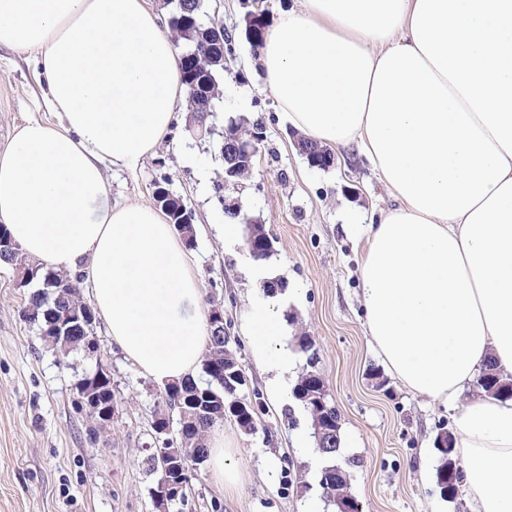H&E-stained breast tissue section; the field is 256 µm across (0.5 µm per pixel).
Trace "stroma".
<instances>
[{"label":"stroma","instance_id":"stroma-1","mask_svg":"<svg viewBox=\"0 0 512 512\" xmlns=\"http://www.w3.org/2000/svg\"><path fill=\"white\" fill-rule=\"evenodd\" d=\"M301 0H204L203 23L223 25L231 37L211 134H189L193 115L174 114L167 143L137 168L106 167L113 201L153 204L155 184L182 197L194 213L195 245L188 253L206 308L224 310V328L248 383L241 397L264 411L255 432L234 420L218 424L224 458L240 476L230 493L201 465L186 512H334L321 500V466L311 420L292 399L276 401L267 366L257 363L249 316L266 301L255 268L286 282L277 298L282 344L306 334L318 352L316 370L340 412L346 455L360 458L351 491L363 512H470L443 501L436 485V438L454 431V406L408 388L386 363L366 329L359 288L361 236L392 198L356 145L334 147L335 163L310 167L296 151L293 128L280 112L246 37L256 10L276 19ZM54 121L32 63L0 49V149L29 118ZM261 122L266 138L251 174L217 194L220 147L229 118ZM264 226L274 252L254 261L244 240L227 241L223 201ZM27 296L14 267L0 263V512H156L150 495L158 475L148 458L160 447L152 428L161 384L144 375L96 325L100 362L112 373L117 407L97 442L90 419L75 406V383L96 361L82 352L60 362L20 313Z\"/></svg>","mask_w":512,"mask_h":512}]
</instances>
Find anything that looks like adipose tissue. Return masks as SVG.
<instances>
[{
  "label": "adipose tissue",
  "instance_id": "ef3b65f1",
  "mask_svg": "<svg viewBox=\"0 0 512 512\" xmlns=\"http://www.w3.org/2000/svg\"><path fill=\"white\" fill-rule=\"evenodd\" d=\"M35 59L56 116L0 151V223L22 251L83 273L125 357L194 375L206 312L166 216L113 202L186 100L145 0H0V48ZM295 128L356 144L395 200L369 225L368 334L411 389L458 406L473 512H512V399L461 401L487 358L512 375V0H303L259 50ZM260 360L288 367L280 310L252 315Z\"/></svg>",
  "mask_w": 512,
  "mask_h": 512
}]
</instances>
